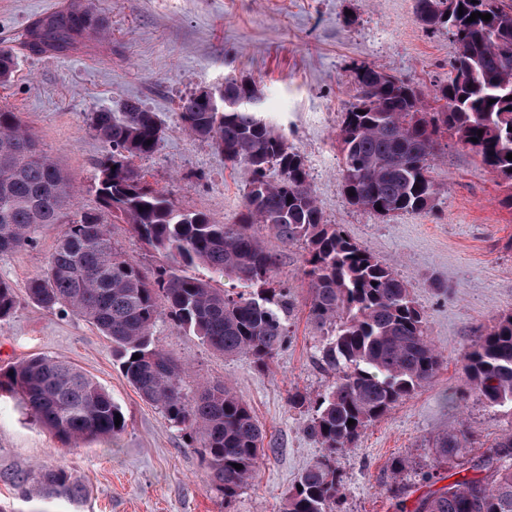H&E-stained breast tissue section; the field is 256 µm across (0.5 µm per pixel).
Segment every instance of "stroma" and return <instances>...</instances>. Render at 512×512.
I'll list each match as a JSON object with an SVG mask.
<instances>
[{"label": "stroma", "mask_w": 512, "mask_h": 512, "mask_svg": "<svg viewBox=\"0 0 512 512\" xmlns=\"http://www.w3.org/2000/svg\"><path fill=\"white\" fill-rule=\"evenodd\" d=\"M77 2L0 0V43L14 48L17 62L10 81L0 84V108L15 112L41 152L67 173L75 208L99 206L96 161L105 146L90 129L92 112L136 100L163 127L156 152L132 161L145 182L181 208L236 223L245 177L211 141L184 130L179 103L227 77L248 79L261 91L266 120L302 157L325 221L397 272L424 310L443 364L337 454L344 512H393L389 466L397 457L413 467L403 488L406 507H413L432 489L422 472L451 473L435 464L431 444L439 433L467 427L477 455L512 433V408L486 406L464 371L476 336L512 313V207L504 203L512 186L444 133L429 171L437 194L428 209L383 217L352 205L341 189L336 136L357 98L352 63L374 64L432 92L447 81L456 53L446 30L426 29L414 0H91L106 22L104 34L63 52H30V25ZM105 221L128 258L149 271L162 264L123 219ZM60 231L48 225L35 245L0 255V278L16 294L14 315L0 322V370L35 356L68 360L109 392L126 427L114 438L67 447L17 398L0 396V505L19 512L23 495L36 493L5 482L3 473L40 464L65 468L85 488L80 503L58 501L51 512H281L298 475L323 454L305 433L311 406L291 407L288 397H317L336 380L321 362L325 336L307 319L303 245L286 247L257 231L278 258L273 283H287L294 304L288 341L265 370L249 356L210 350L168 318L153 329L154 345L185 366L187 393L205 382L227 383L264 432L255 477L226 499L208 484L199 441L139 397L113 360L110 340L69 310L29 299L27 284L42 271Z\"/></svg>", "instance_id": "stroma-1"}]
</instances>
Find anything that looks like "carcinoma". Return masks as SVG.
I'll return each instance as SVG.
<instances>
[{"label": "carcinoma", "mask_w": 512, "mask_h": 512, "mask_svg": "<svg viewBox=\"0 0 512 512\" xmlns=\"http://www.w3.org/2000/svg\"><path fill=\"white\" fill-rule=\"evenodd\" d=\"M476 11L491 19L467 21ZM416 13L426 27L447 29L457 44L452 77L433 90L439 110L425 112L423 92L361 62L353 67L359 95L343 113L338 133L344 194L383 216L429 206L436 189L428 170L442 129L512 183V4L416 0ZM103 28L93 8H74L37 22L29 45L65 51ZM15 67L13 50L1 46V84ZM249 89L243 79L224 80L227 99H240ZM179 111L185 130L210 140L224 161L243 171L246 212L240 223L216 224L203 212L182 210L143 181L131 160L157 150L162 127L155 113L133 100L118 112L92 113V129L107 147L97 161L100 206L165 259L149 274L114 246L101 212L67 213L68 175L39 152L16 113L1 108L0 255L33 245L47 224L62 225L43 272L27 285L29 298L48 309L63 306L108 337L128 383L170 424L200 439L211 484L230 498L256 473L263 430L225 384L206 385L189 397L182 367L153 345V329L165 314L212 351L245 354L266 367L286 341L293 304L288 289L269 287L276 257L262 247L255 226L285 246L304 245L308 320L326 331L321 361L336 372V381L314 401L306 426L325 454L300 474L281 512H339L343 484L333 465L336 454L441 366L426 315L403 278L323 221L301 156L261 113L245 107L214 112L194 94L181 99ZM272 169L279 172L276 180L267 176ZM196 265L231 280L234 289L187 275ZM15 308L14 289L1 279L0 321ZM466 369L480 400L490 407L512 405V314L477 337ZM2 392L18 397L65 446L125 429L126 421L115 424L124 414L111 395L56 357L1 371ZM350 419L355 424L348 425ZM468 441L463 427L435 438L438 462L459 477L423 496L413 512H512V433L470 459ZM0 477L16 486L34 484L48 500L74 503L84 493L64 468L33 467Z\"/></svg>", "instance_id": "1"}]
</instances>
